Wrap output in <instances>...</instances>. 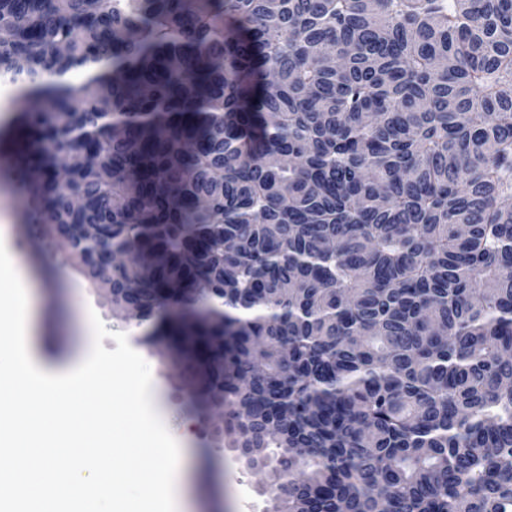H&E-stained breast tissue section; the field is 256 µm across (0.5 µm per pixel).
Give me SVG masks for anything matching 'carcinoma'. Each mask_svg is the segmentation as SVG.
<instances>
[{
    "label": "carcinoma",
    "instance_id": "cac0c4a2",
    "mask_svg": "<svg viewBox=\"0 0 512 512\" xmlns=\"http://www.w3.org/2000/svg\"><path fill=\"white\" fill-rule=\"evenodd\" d=\"M0 34L40 223L181 344L271 512H512V0H0Z\"/></svg>",
    "mask_w": 512,
    "mask_h": 512
}]
</instances>
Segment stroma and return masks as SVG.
I'll use <instances>...</instances> for the list:
<instances>
[{"instance_id": "stroma-1", "label": "stroma", "mask_w": 512, "mask_h": 512, "mask_svg": "<svg viewBox=\"0 0 512 512\" xmlns=\"http://www.w3.org/2000/svg\"><path fill=\"white\" fill-rule=\"evenodd\" d=\"M17 107L14 87L0 82V217L7 220V245L20 258L32 288V355L44 370L55 373L89 355L90 314H97L111 335L127 332L129 325L104 292L84 279L46 226L32 223L28 199L11 164L13 139L5 134ZM128 343L151 368L158 415L172 436L183 439L178 473L188 512H270L267 473L248 468L230 436L214 435L215 415L188 410L196 388L183 376L181 349H151L134 337Z\"/></svg>"}]
</instances>
